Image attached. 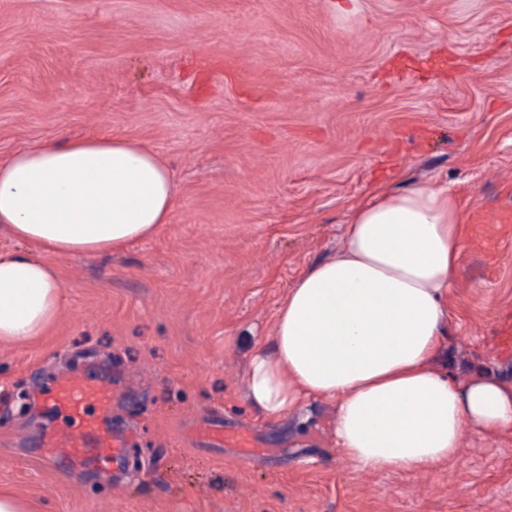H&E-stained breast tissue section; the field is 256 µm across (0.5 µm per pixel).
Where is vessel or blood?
<instances>
[{
  "instance_id": "1",
  "label": "vessel or blood",
  "mask_w": 512,
  "mask_h": 512,
  "mask_svg": "<svg viewBox=\"0 0 512 512\" xmlns=\"http://www.w3.org/2000/svg\"><path fill=\"white\" fill-rule=\"evenodd\" d=\"M49 399L54 408L67 414L73 426L43 440L41 457L45 464L55 467L91 449L101 455L121 453V441L113 439L101 426L112 410V390L108 385L63 375L55 380Z\"/></svg>"
}]
</instances>
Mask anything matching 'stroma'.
I'll return each instance as SVG.
<instances>
[{
	"mask_svg": "<svg viewBox=\"0 0 512 512\" xmlns=\"http://www.w3.org/2000/svg\"><path fill=\"white\" fill-rule=\"evenodd\" d=\"M93 135L152 150L174 207L123 251L48 256V336L0 343V490L31 512H512V436L366 472L335 401L270 417L247 399L252 353L353 208L419 184L448 186L467 224L436 366L512 386L494 344L512 322V0H0V157ZM67 372L111 386L120 458L40 462Z\"/></svg>",
	"mask_w": 512,
	"mask_h": 512,
	"instance_id": "stroma-1",
	"label": "stroma"
}]
</instances>
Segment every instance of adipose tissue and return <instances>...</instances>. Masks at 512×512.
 Segmentation results:
<instances>
[{
    "label": "adipose tissue",
    "instance_id": "adipose-tissue-1",
    "mask_svg": "<svg viewBox=\"0 0 512 512\" xmlns=\"http://www.w3.org/2000/svg\"><path fill=\"white\" fill-rule=\"evenodd\" d=\"M172 183L152 151L112 136L44 142L0 159V230L27 246L0 258V342H37L58 312L61 281L39 252L127 248L167 223ZM464 236L448 188L376 190L353 209L341 253L289 290L272 352L250 360V403L282 416L309 397L337 400L338 443L370 472L446 462L469 427L512 433V388L488 375L460 385L432 365Z\"/></svg>",
    "mask_w": 512,
    "mask_h": 512
}]
</instances>
